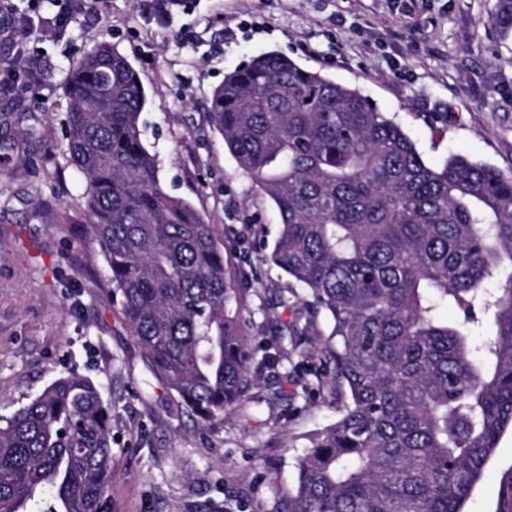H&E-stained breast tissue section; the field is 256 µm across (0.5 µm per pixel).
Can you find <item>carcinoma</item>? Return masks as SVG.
I'll use <instances>...</instances> for the list:
<instances>
[{
    "mask_svg": "<svg viewBox=\"0 0 512 512\" xmlns=\"http://www.w3.org/2000/svg\"><path fill=\"white\" fill-rule=\"evenodd\" d=\"M491 22L512 34V0ZM67 95L112 299L180 407L221 422L252 375L214 229L162 187L127 57L98 45ZM208 112L277 208L270 262L330 317L317 353L347 390L278 512H464L512 428V174L461 154L428 164L359 90L275 51L225 74ZM448 305L461 321L441 318ZM483 310L494 332L476 347ZM111 477L112 411L92 379L60 377L0 416V512H112Z\"/></svg>",
    "mask_w": 512,
    "mask_h": 512,
    "instance_id": "cac0c4a2",
    "label": "carcinoma"
}]
</instances>
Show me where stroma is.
<instances>
[{
    "instance_id": "35a3bbf8",
    "label": "stroma",
    "mask_w": 512,
    "mask_h": 512,
    "mask_svg": "<svg viewBox=\"0 0 512 512\" xmlns=\"http://www.w3.org/2000/svg\"><path fill=\"white\" fill-rule=\"evenodd\" d=\"M496 0H195L160 24L146 0H93L62 27L38 0L18 33L36 76L0 46V414L75 372L112 407V512H275L314 431L345 401L312 350L328 315L291 302L300 285L264 262L280 216L224 146L206 104L226 73L269 51L359 89L394 115L425 159L460 153L512 174V36L486 23ZM102 43L124 54L147 103L159 178L213 225L238 292L258 378L223 422L181 410L104 282L85 232L86 178L67 158L70 69ZM281 337L276 363L265 359ZM512 512V430L466 504Z\"/></svg>"
}]
</instances>
